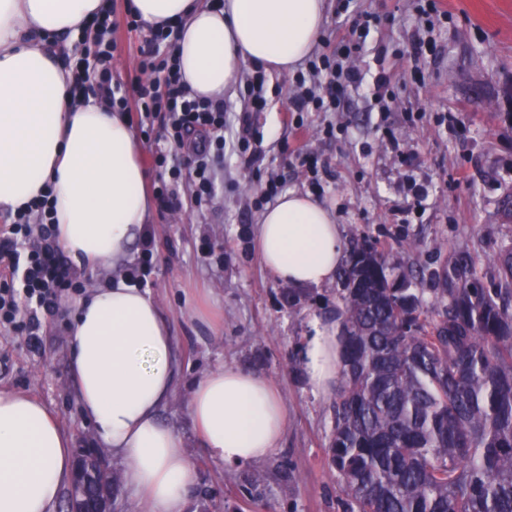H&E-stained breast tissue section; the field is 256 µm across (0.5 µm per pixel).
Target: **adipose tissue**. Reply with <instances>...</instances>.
Instances as JSON below:
<instances>
[{
  "label": "adipose tissue",
  "instance_id": "adipose-tissue-1",
  "mask_svg": "<svg viewBox=\"0 0 512 512\" xmlns=\"http://www.w3.org/2000/svg\"><path fill=\"white\" fill-rule=\"evenodd\" d=\"M102 0H0V215L45 186L55 198L57 244L85 274L112 276L72 308L69 351L78 401L120 459L121 479L146 512H186L195 472L183 442L158 417L173 394L178 358L150 291L123 269L146 234L140 146L125 116L96 99L73 100L63 57ZM143 19L181 20L177 54L192 95L229 93L243 66L288 73L313 50L325 0H133ZM262 266L295 288L335 280L339 224L317 199L280 196L257 226ZM300 351L309 386L336 391L344 329L313 314ZM188 416L209 455L228 466L267 458L282 444L288 409L265 376L236 365L197 378ZM74 470L71 440L38 400L0 392V512H54Z\"/></svg>",
  "mask_w": 512,
  "mask_h": 512
}]
</instances>
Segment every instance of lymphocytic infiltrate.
<instances>
[{"instance_id": "obj_1", "label": "lymphocytic infiltrate", "mask_w": 512, "mask_h": 512, "mask_svg": "<svg viewBox=\"0 0 512 512\" xmlns=\"http://www.w3.org/2000/svg\"><path fill=\"white\" fill-rule=\"evenodd\" d=\"M94 35L91 58L81 59L72 90L81 97H95L115 112L137 107L145 119L161 118L166 138L191 159L189 168L172 164L163 150L151 153V160L163 174L152 191L160 210L181 206L179 187L192 182L198 207L206 208L217 198L214 161L224 154V131H235V145L244 167H260L264 154L258 147L262 137L250 115L263 111L266 100L261 79L246 81L243 95L248 101L239 115H231L223 103L191 95L180 71L179 59L171 44L174 30L160 26L148 30L141 48L142 79L136 80L132 94L121 93L112 82V57L115 45L110 39V13L97 16L89 28ZM356 66L342 64L337 54H312L304 72L298 73L291 109L319 112L339 109L340 88L358 84ZM54 200L45 194L17 212L6 226L0 242V322L14 325L28 337H36L45 316L53 315L64 293L77 290L81 283L75 270L62 260L55 244Z\"/></svg>"}]
</instances>
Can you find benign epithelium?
Masks as SVG:
<instances>
[{
  "mask_svg": "<svg viewBox=\"0 0 512 512\" xmlns=\"http://www.w3.org/2000/svg\"><path fill=\"white\" fill-rule=\"evenodd\" d=\"M76 456L68 512H118L113 496V471L105 452L84 442L77 449Z\"/></svg>",
  "mask_w": 512,
  "mask_h": 512,
  "instance_id": "1",
  "label": "benign epithelium"
}]
</instances>
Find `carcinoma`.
<instances>
[{
    "mask_svg": "<svg viewBox=\"0 0 512 512\" xmlns=\"http://www.w3.org/2000/svg\"><path fill=\"white\" fill-rule=\"evenodd\" d=\"M494 262L497 288L469 255L414 288L384 248H352L327 448L343 512H512L511 243Z\"/></svg>",
    "mask_w": 512,
    "mask_h": 512,
    "instance_id": "1",
    "label": "carcinoma"
}]
</instances>
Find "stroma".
<instances>
[{
  "label": "stroma",
  "instance_id": "obj_1",
  "mask_svg": "<svg viewBox=\"0 0 512 512\" xmlns=\"http://www.w3.org/2000/svg\"><path fill=\"white\" fill-rule=\"evenodd\" d=\"M430 0H326L316 50L336 46L351 34L358 14L378 23L360 39L354 60L360 85L346 88L336 112H300L294 119L309 131L306 149L318 160L310 173L289 150L284 110L285 77L268 76L270 104L258 113L265 160L244 170L232 147L218 166L222 179L213 206L197 212L189 185L174 213L151 209L152 255L136 253L145 286L156 296L182 359L175 392L160 412L183 440L197 481L187 512H342L343 494L327 459L330 400L308 388L298 346L310 313L334 311L336 283L302 293L295 306L282 305L285 284L262 267L255 229L262 211L254 201L269 173L281 175L284 191L312 194L333 209L345 245L368 240L384 245L394 264H414L416 285L434 287L436 273L461 251L481 258L476 276L494 281V257L512 239V220L499 208L512 196V0H431L436 9L420 19ZM127 0H114L121 23L112 79L129 85L138 70L146 31L122 20ZM430 49L411 60L396 82L395 96L375 101L372 91L382 52L410 50L416 39ZM335 135H325L327 125ZM418 243L408 251V243ZM70 297L46 317L37 343L0 327V390L43 403L72 440L92 434L71 380L68 361ZM208 307L215 323L192 318L194 304ZM234 364L275 383L288 407L280 448L265 460L230 470L210 457L187 418L189 382L210 368ZM262 474L259 499L248 481Z\"/></svg>",
  "mask_w": 512,
  "mask_h": 512
}]
</instances>
